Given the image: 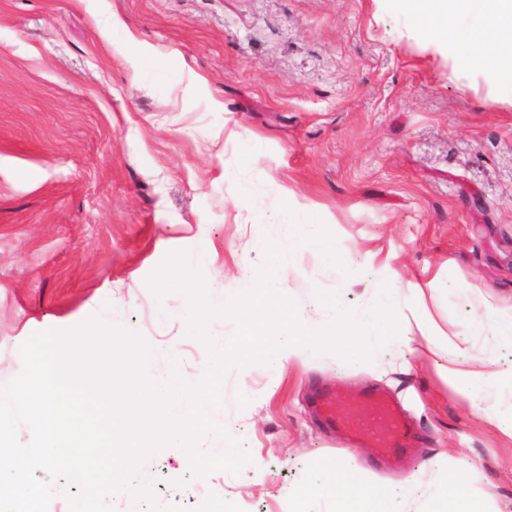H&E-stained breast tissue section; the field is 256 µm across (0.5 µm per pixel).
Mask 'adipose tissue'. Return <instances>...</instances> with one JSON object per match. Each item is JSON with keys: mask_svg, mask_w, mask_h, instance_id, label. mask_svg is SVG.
<instances>
[{"mask_svg": "<svg viewBox=\"0 0 512 512\" xmlns=\"http://www.w3.org/2000/svg\"><path fill=\"white\" fill-rule=\"evenodd\" d=\"M400 9L419 20L432 44L443 46L448 38V20L461 9H468L480 21L477 61L484 78L496 86L512 89V33L500 38L503 23H512V0H397ZM288 239L297 246L319 251L336 265L342 274H350L347 256L334 238L321 233L309 219L289 220ZM337 485L347 487V512H392L393 490L352 479L337 472Z\"/></svg>", "mask_w": 512, "mask_h": 512, "instance_id": "obj_1", "label": "adipose tissue"}]
</instances>
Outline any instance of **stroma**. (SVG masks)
I'll return each mask as SVG.
<instances>
[{
    "instance_id": "obj_1",
    "label": "stroma",
    "mask_w": 512,
    "mask_h": 512,
    "mask_svg": "<svg viewBox=\"0 0 512 512\" xmlns=\"http://www.w3.org/2000/svg\"><path fill=\"white\" fill-rule=\"evenodd\" d=\"M136 46L104 41L113 20ZM458 14L450 52L395 0H0V386L33 334L112 320L152 349V375L195 385L209 361L186 298L147 285L186 253L216 297L241 292L313 217L350 275L295 248L277 289L314 323L319 295L366 315L389 283L411 341L369 362L333 354L228 370L217 424L249 456L240 473H190L176 445L136 481L163 506L210 495L242 512H342L291 492L337 466L375 484L421 482L400 512H431L460 479L480 512H512V103L472 58ZM498 380L487 412L463 395ZM382 388L426 452L383 470L339 445L310 409L321 383Z\"/></svg>"
}]
</instances>
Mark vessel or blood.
<instances>
[{"instance_id": "b4317fda", "label": "vessel or blood", "mask_w": 512, "mask_h": 512, "mask_svg": "<svg viewBox=\"0 0 512 512\" xmlns=\"http://www.w3.org/2000/svg\"><path fill=\"white\" fill-rule=\"evenodd\" d=\"M315 406L341 443L375 447L385 459L405 454L412 446L413 425L392 395L370 391L359 398L344 388L328 387L317 394Z\"/></svg>"}]
</instances>
